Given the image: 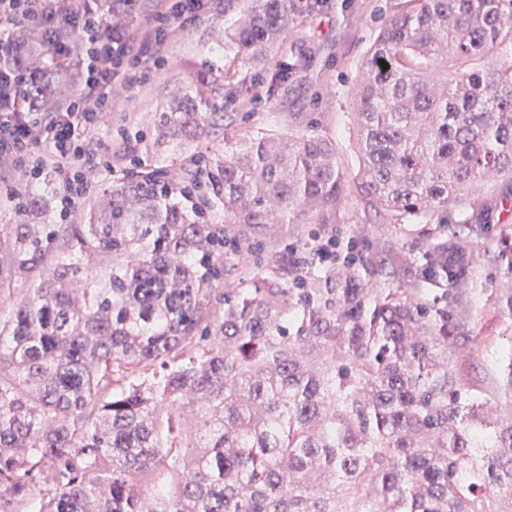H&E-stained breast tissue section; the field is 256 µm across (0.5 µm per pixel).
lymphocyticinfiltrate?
Listing matches in <instances>:
<instances>
[{
	"label": "lymphocytic infiltrate",
	"instance_id": "f902f5d3",
	"mask_svg": "<svg viewBox=\"0 0 512 512\" xmlns=\"http://www.w3.org/2000/svg\"><path fill=\"white\" fill-rule=\"evenodd\" d=\"M135 6L136 0H0V50L11 41L2 21L20 15L35 23L53 59L73 70V95L41 119L20 102L19 73L0 68V159L22 164L43 150L62 177V212H70L89 190L81 174L98 166L90 134L112 107L113 81L132 66L145 75L159 68L161 46L210 11L213 0H162L157 25L146 27L137 26Z\"/></svg>",
	"mask_w": 512,
	"mask_h": 512
}]
</instances>
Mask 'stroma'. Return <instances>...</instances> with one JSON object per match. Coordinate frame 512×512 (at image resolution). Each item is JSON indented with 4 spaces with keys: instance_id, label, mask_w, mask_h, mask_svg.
Returning a JSON list of instances; mask_svg holds the SVG:
<instances>
[{
    "instance_id": "obj_1",
    "label": "stroma",
    "mask_w": 512,
    "mask_h": 512,
    "mask_svg": "<svg viewBox=\"0 0 512 512\" xmlns=\"http://www.w3.org/2000/svg\"><path fill=\"white\" fill-rule=\"evenodd\" d=\"M404 6L405 0H293L284 38L271 53L273 61L285 59L291 65L288 91L278 95L271 92V70L235 57L227 35L234 29L236 10L201 16L162 46L164 63L149 78L140 79L131 71L113 85L112 112L92 135L94 145L102 149L98 178L110 176L118 126L143 127L150 113L162 111L201 66L220 67L227 61L232 67L222 80L226 96L221 103L225 111L236 114L237 127L285 132L314 123L319 134L335 143L343 170L355 175L351 97L360 64L379 25ZM481 193L488 205L486 226L473 243L490 252L481 276L497 278L503 269L492 253L500 244H512V184L488 182ZM335 230L337 237L357 239L362 248L379 242L401 253L418 247L425 235L423 225L398 224L389 215L364 212L353 202L337 210ZM468 325L496 345L507 336L493 300L484 297L473 302Z\"/></svg>"
}]
</instances>
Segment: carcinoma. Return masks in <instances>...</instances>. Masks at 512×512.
<instances>
[{"label":"carcinoma","mask_w":512,"mask_h":512,"mask_svg":"<svg viewBox=\"0 0 512 512\" xmlns=\"http://www.w3.org/2000/svg\"><path fill=\"white\" fill-rule=\"evenodd\" d=\"M290 7L250 0L237 54L265 68ZM30 42L6 66L46 114L67 85ZM508 51L512 0H407L353 90L352 180L309 126L228 135L204 69L124 134L82 222H57L50 184L6 201L0 512H512V335L493 348L465 315L489 289L512 327V248L493 281L469 244L480 186L512 183ZM354 192L407 224L458 220L400 262L272 242L336 223ZM463 336L494 386L449 365Z\"/></svg>","instance_id":"1"}]
</instances>
